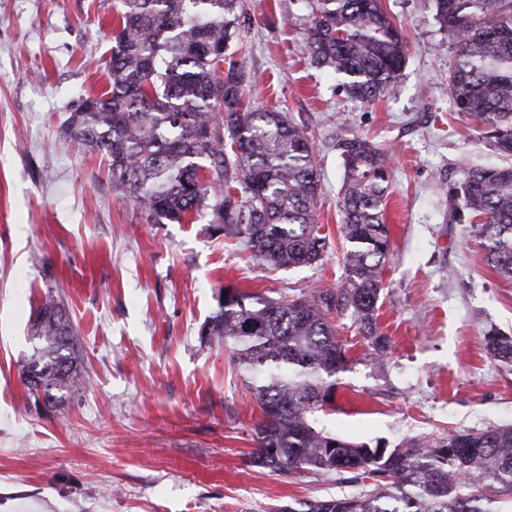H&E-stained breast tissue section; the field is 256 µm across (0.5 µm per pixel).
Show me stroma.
Wrapping results in <instances>:
<instances>
[{"label":"stroma","instance_id":"35a3bbf8","mask_svg":"<svg viewBox=\"0 0 512 512\" xmlns=\"http://www.w3.org/2000/svg\"><path fill=\"white\" fill-rule=\"evenodd\" d=\"M310 0H245L235 48L257 104L303 123L318 156V263L270 270L206 220L150 224L112 188L106 162L57 129L106 86L117 0H0V512H277L348 493L334 476L257 466L261 411L230 350L200 328L220 290L277 298L345 280L340 144L389 148L386 218L393 256L378 356L350 314L348 349L320 424L352 442L512 423V367L490 358V330L512 336V281L488 266L469 225L448 220V190L469 166L504 164L473 119L455 112V45L432 0H383L407 63L371 105L348 99L303 52ZM65 305L88 386L62 406L35 404L20 378L46 292Z\"/></svg>","mask_w":512,"mask_h":512}]
</instances>
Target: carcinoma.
<instances>
[{
	"label": "carcinoma",
	"instance_id": "obj_1",
	"mask_svg": "<svg viewBox=\"0 0 512 512\" xmlns=\"http://www.w3.org/2000/svg\"><path fill=\"white\" fill-rule=\"evenodd\" d=\"M434 7L458 48L448 72L454 110L512 157V0ZM243 12V0H119L107 86L80 99L58 135L101 156L113 190L147 222L206 214L209 233L246 239L262 265H312L327 249L313 219L319 163L301 124L249 98L254 75L232 51ZM304 51L311 67L341 77L347 97L364 105L391 92L407 59L381 0H316ZM342 155L343 286L276 300L227 286L203 324L202 335L231 349L261 410L254 462L282 474L333 475L354 488L278 512H498L500 497L512 496V425L414 438L392 450L318 427L349 363L335 314L350 313L378 351L389 346L376 314L391 255L389 150L353 138ZM449 209L511 280L512 164L469 168ZM31 336L37 345L21 376L34 396L62 400L86 388L73 326L54 295L39 305ZM485 344L494 360L512 364V336L493 331Z\"/></svg>",
	"mask_w": 512,
	"mask_h": 512
}]
</instances>
